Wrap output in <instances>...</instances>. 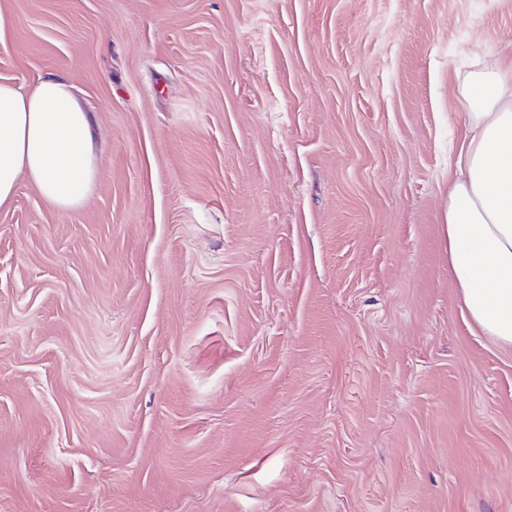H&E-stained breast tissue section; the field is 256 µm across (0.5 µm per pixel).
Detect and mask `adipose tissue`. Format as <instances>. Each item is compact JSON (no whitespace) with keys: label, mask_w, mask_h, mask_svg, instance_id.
<instances>
[{"label":"adipose tissue","mask_w":512,"mask_h":512,"mask_svg":"<svg viewBox=\"0 0 512 512\" xmlns=\"http://www.w3.org/2000/svg\"><path fill=\"white\" fill-rule=\"evenodd\" d=\"M469 125L452 162L443 232L448 272L471 323L512 349V63L465 77ZM91 115L61 76L0 83V206L27 180L56 208L80 206L96 177Z\"/></svg>","instance_id":"obj_1"}]
</instances>
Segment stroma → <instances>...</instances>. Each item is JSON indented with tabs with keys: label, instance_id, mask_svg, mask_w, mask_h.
Returning a JSON list of instances; mask_svg holds the SVG:
<instances>
[{
	"label": "stroma",
	"instance_id": "1",
	"mask_svg": "<svg viewBox=\"0 0 512 512\" xmlns=\"http://www.w3.org/2000/svg\"><path fill=\"white\" fill-rule=\"evenodd\" d=\"M98 174L0 207V512H512V349L442 224L512 0H0Z\"/></svg>",
	"mask_w": 512,
	"mask_h": 512
}]
</instances>
